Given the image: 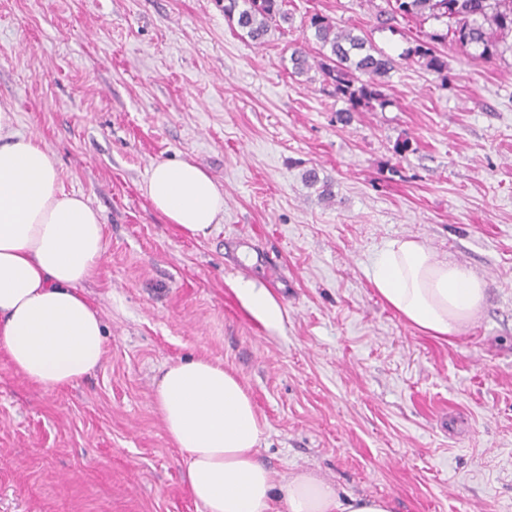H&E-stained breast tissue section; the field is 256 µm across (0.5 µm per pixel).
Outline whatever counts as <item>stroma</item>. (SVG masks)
<instances>
[{
    "mask_svg": "<svg viewBox=\"0 0 512 512\" xmlns=\"http://www.w3.org/2000/svg\"><path fill=\"white\" fill-rule=\"evenodd\" d=\"M288 7L292 28L258 46L218 0H0V105L102 211L107 240L83 287L101 367L47 393L0 358V512H203L153 405L161 368L199 358L244 386L274 481L309 470L395 512H512V56L447 46L444 84L401 58L435 21L382 29L367 0ZM316 12L400 56L392 106L346 125L321 80L289 75ZM181 160L224 192L205 238L141 190L152 164ZM408 236L486 283L453 341L369 280L383 243ZM240 278L274 296L277 326L244 308Z\"/></svg>",
    "mask_w": 512,
    "mask_h": 512,
    "instance_id": "stroma-1",
    "label": "stroma"
}]
</instances>
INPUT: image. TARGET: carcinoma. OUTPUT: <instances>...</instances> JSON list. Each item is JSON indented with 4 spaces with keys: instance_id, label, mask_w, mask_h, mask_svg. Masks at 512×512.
Instances as JSON below:
<instances>
[{
    "instance_id": "carcinoma-1",
    "label": "carcinoma",
    "mask_w": 512,
    "mask_h": 512,
    "mask_svg": "<svg viewBox=\"0 0 512 512\" xmlns=\"http://www.w3.org/2000/svg\"><path fill=\"white\" fill-rule=\"evenodd\" d=\"M374 5L376 19L387 25L400 18L434 19L446 31L433 33L402 53L415 58L427 70L448 81V57L439 46L456 43L475 50L474 57L491 62L510 50L512 0H383ZM224 17L243 38L263 45L271 32L292 26L293 16L286 0H224ZM318 55L305 45H294L289 57L290 75L301 77L316 70L330 93L346 103L341 120L349 122L352 113L385 108L392 99L385 93L383 78L389 76L397 60L378 49L363 34L341 27L332 17L314 13L308 18Z\"/></svg>"
}]
</instances>
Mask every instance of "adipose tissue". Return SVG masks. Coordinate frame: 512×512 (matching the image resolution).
<instances>
[{
  "mask_svg": "<svg viewBox=\"0 0 512 512\" xmlns=\"http://www.w3.org/2000/svg\"><path fill=\"white\" fill-rule=\"evenodd\" d=\"M16 125L15 112L0 106V351L16 373L53 392L104 358L103 323L81 288L106 253L105 224L85 194L65 191L52 156ZM142 190L187 236L208 237L224 218L223 191L193 162L153 164ZM368 276L409 325L446 340L472 326L486 300L470 267L414 238L386 242ZM234 291L253 317L280 322L268 290L241 279ZM155 407L204 512H273L277 500L287 512H394L390 500L341 495L310 471L274 483L258 456L262 431L252 401L223 366L199 358L164 367Z\"/></svg>",
  "mask_w": 512,
  "mask_h": 512,
  "instance_id": "ef3b65f1",
  "label": "adipose tissue"
}]
</instances>
